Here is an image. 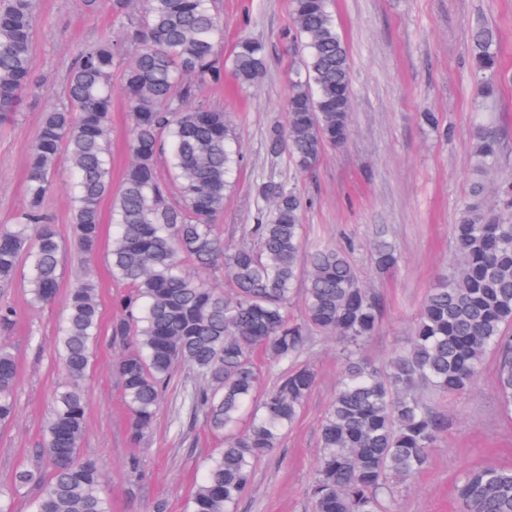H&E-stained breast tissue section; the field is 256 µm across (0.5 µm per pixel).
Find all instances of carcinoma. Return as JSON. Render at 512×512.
<instances>
[{
  "instance_id": "1",
  "label": "carcinoma",
  "mask_w": 512,
  "mask_h": 512,
  "mask_svg": "<svg viewBox=\"0 0 512 512\" xmlns=\"http://www.w3.org/2000/svg\"><path fill=\"white\" fill-rule=\"evenodd\" d=\"M130 0H115L123 35L84 47L71 70L66 103L45 113L26 177L27 209L0 234V285L20 263L29 268L30 303L51 302L60 286L62 241L42 210L60 156L75 174L73 221L85 256L81 279L68 295L60 329L66 381L46 423L39 467L15 474L0 489V512L11 497L32 489V512H110L95 462L79 455L89 398L84 389L91 347L100 333L96 284L90 273L100 224V202L112 193L109 113L112 75L122 73L129 113L131 159L114 202L112 275L127 285L114 299L110 336L120 348L112 368L132 415L131 437L149 431L163 393L180 366L203 381L188 395L224 447L210 455L188 512H234L255 464L278 447L316 385L299 364L313 331L342 342L343 369L321 425L320 456L307 494L313 512H395L396 487L427 464L445 421L420 390L457 394L474 383L485 356L497 355L496 382L512 416V178L492 204L484 177L498 162L495 133H473L471 196L454 225L456 257L429 289L407 349L378 369L361 355L382 317L375 292L359 279L346 252L334 245L305 251L306 202L288 184L256 185L255 223L228 246L216 218L224 212L231 176L243 156L224 110L200 103L203 91L231 71L242 89L254 87L267 65L265 45L243 34L230 62L219 55L223 26L209 0H147L133 16ZM34 0H0V122L12 121L34 80ZM285 44L301 52L286 99L285 121L270 126L269 151L285 152L301 173L314 170L329 147L350 135L353 90L347 46L331 0H291ZM480 93L502 77L498 35L489 24L470 36ZM381 272L398 260L384 238L372 247ZM219 273L221 291L207 275ZM303 305L291 317L293 296ZM277 366L274 385L255 400L260 373L253 353ZM17 364L0 343V423L15 414ZM460 512H512V469L482 465L455 486Z\"/></svg>"
}]
</instances>
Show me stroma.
<instances>
[{"label": "stroma", "instance_id": "35a3bbf8", "mask_svg": "<svg viewBox=\"0 0 512 512\" xmlns=\"http://www.w3.org/2000/svg\"><path fill=\"white\" fill-rule=\"evenodd\" d=\"M224 20L222 54H230L239 35L266 44L269 56L259 83L239 91L232 75L206 89L201 100L224 109L244 158L235 187L218 219L224 240L238 243L253 222L254 185L286 181L305 198L306 247L348 246L349 259L368 288L383 303L374 335L362 347L365 359L382 367L407 347L423 300L455 256L453 228L472 184L470 131L484 121L501 144L490 178L512 176V80L495 98L478 96L470 68L469 34L477 22L497 29L503 66L512 73V0H332L331 10L349 50L355 94L350 136L326 150L309 173L294 169L286 154L266 149L269 126L285 119L291 70L299 63L288 54L282 34L292 25L290 0H214ZM34 56L39 87L15 121L0 124V232L9 230L27 205L25 173L32 143L46 111L61 103L70 69L89 42L117 37L122 26L112 0H35ZM433 112L447 127L439 134L423 125L420 113ZM111 179L120 188L130 160V127L121 90L112 96ZM72 174L59 164L44 209L64 244L62 279L49 305L32 306L23 274L0 287V307L16 311L14 325L0 329L18 368L16 414L0 424V488L11 487L23 466H45L44 426L65 373L54 346L66 315V296L81 269L74 241ZM112 198L100 205L101 229L95 254L101 327L92 348L85 387L89 396L86 433L80 451L95 460L112 512H185L203 460L220 448L203 414L187 417L182 406L199 377L180 367L168 387L152 428L139 443L130 440L127 410L112 359L110 341L120 293L108 252L112 240ZM392 240L399 261L386 274L376 272L371 244ZM302 363L317 374V384L296 423L278 448L258 462L252 486L237 512H312L307 495L317 459L321 422L334 397L342 370L335 337L313 333ZM429 406L447 421L427 466L401 484L398 512H458L454 484L469 467L495 463L512 468V419L502 410L496 388L495 357L487 355L465 393L427 395Z\"/></svg>", "mask_w": 512, "mask_h": 512}]
</instances>
